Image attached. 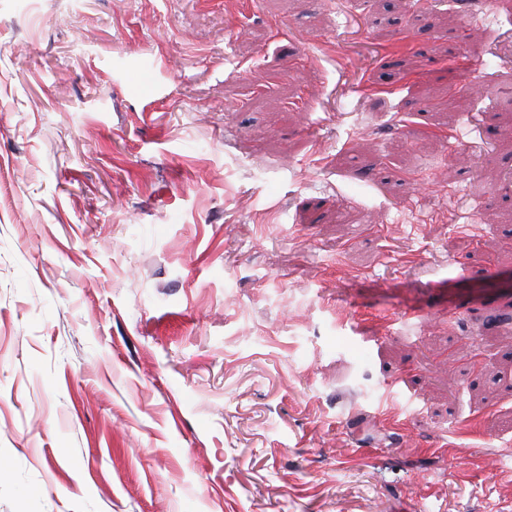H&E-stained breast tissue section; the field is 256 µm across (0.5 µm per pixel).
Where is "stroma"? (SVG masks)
Wrapping results in <instances>:
<instances>
[{"instance_id":"obj_1","label":"stroma","mask_w":512,"mask_h":512,"mask_svg":"<svg viewBox=\"0 0 512 512\" xmlns=\"http://www.w3.org/2000/svg\"><path fill=\"white\" fill-rule=\"evenodd\" d=\"M511 272L512 0H0V512H512Z\"/></svg>"}]
</instances>
